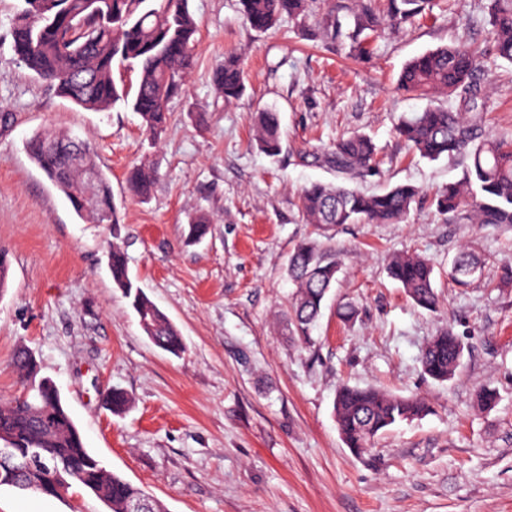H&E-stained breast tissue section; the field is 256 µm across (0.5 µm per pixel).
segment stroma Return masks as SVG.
Masks as SVG:
<instances>
[{"label": "stroma", "instance_id": "stroma-1", "mask_svg": "<svg viewBox=\"0 0 512 512\" xmlns=\"http://www.w3.org/2000/svg\"><path fill=\"white\" fill-rule=\"evenodd\" d=\"M432 12L400 30L369 35L366 52L322 36L328 14L353 0H312L306 16L260 33L240 0H190L200 21L195 64L170 104L173 119L151 141L123 105L86 111L34 79L13 51L10 20L23 0H0V248L10 256L0 296V400L18 396L13 366L28 350L51 378L87 448L110 471L158 498L168 512H512V228L463 224L433 199L459 180L460 160L412 154L394 125L426 100L397 88L409 59L456 40L481 56L483 131L512 139V64L492 51L484 0H435ZM241 54L246 92L232 102L211 76L225 52ZM279 112L282 151L252 146L251 115ZM205 113L196 126L190 113ZM95 143L110 176L120 222L88 224L29 159L39 131ZM353 132L379 149L367 191L412 184L421 193L402 224L331 228L339 279L307 341L286 329L294 290L288 257L316 237L297 208L303 186L334 181L301 155ZM150 161L151 198L133 200L125 174ZM211 230L189 246L197 211ZM120 237L129 275L179 329L177 356L155 347L117 290L106 252ZM468 245L482 273L461 288L449 263ZM419 253L434 266L436 311L415 306L387 273L395 254ZM353 306V320L336 313ZM452 329L465 344L453 380L437 382L418 357ZM423 398L431 411L357 454L342 442L333 413L341 383ZM500 395L475 406L482 386ZM133 397L115 415L104 393ZM106 512L79 487L60 499L0 487V512Z\"/></svg>", "mask_w": 512, "mask_h": 512}]
</instances>
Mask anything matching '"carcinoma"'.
<instances>
[{
	"instance_id": "obj_1",
	"label": "carcinoma",
	"mask_w": 512,
	"mask_h": 512,
	"mask_svg": "<svg viewBox=\"0 0 512 512\" xmlns=\"http://www.w3.org/2000/svg\"><path fill=\"white\" fill-rule=\"evenodd\" d=\"M190 0H24L12 19L11 35L17 59L33 77L55 88L75 105L94 112L121 103L139 115L146 135L157 140L170 119L169 102L182 91L194 64L199 23ZM245 19L257 32L273 28L284 16L305 14L307 0H241ZM431 0H385L384 15L368 0H355L350 51L362 53L358 36L366 31L400 29L430 7ZM496 57L512 63V0H486ZM478 59L468 47L444 45L409 60L398 76V89L418 97L446 98V103L420 112L403 113L397 134L420 157L436 161L462 158V180L448 184L435 198L438 212L474 224L512 226V139L482 132L483 90L475 79ZM136 74V83L115 75ZM216 91L231 102L246 90L243 62L236 53L224 55L213 72ZM257 148L269 157L282 149L279 113L265 108L255 113ZM28 155L52 185L69 200L75 213L92 224H116L117 206L108 173L96 162L91 142L44 132L26 142ZM377 148L372 138L357 133L328 149L309 154L311 162L336 174L340 182H313L298 196V209L310 224L322 230L339 224H399L407 218L419 190L398 184L380 193H366L350 182L374 171ZM155 169L143 162L126 176L130 195L141 202L151 198ZM210 231V219L199 212L188 224L186 241L199 242ZM112 282L130 300L141 330L158 348L179 354L183 340L178 328L128 274L127 257L118 237L107 251ZM472 249L460 248L448 275L459 286L468 285L481 269ZM341 271L336 247L317 238L296 245L288 259V277L295 285L289 301V327L298 338L309 337L323 301ZM388 274L412 302L433 310L438 298L434 269L424 257L396 255ZM465 346L446 329L431 337L419 355L423 372L439 382L451 380L462 366ZM15 365L24 384L17 398L0 402V435L18 451L45 448L50 458L65 463L58 474L49 466L18 467L12 487L57 496L59 480L67 488L80 487L100 499L109 512H129L136 503L145 512H166L162 504L115 472L105 469L90 453L83 435L63 406L56 384L38 377L39 370L24 349ZM110 410L120 414L132 398L120 388L105 394ZM430 412L416 397L375 389L339 386L334 415L346 446L365 451L375 439L403 421Z\"/></svg>"
}]
</instances>
